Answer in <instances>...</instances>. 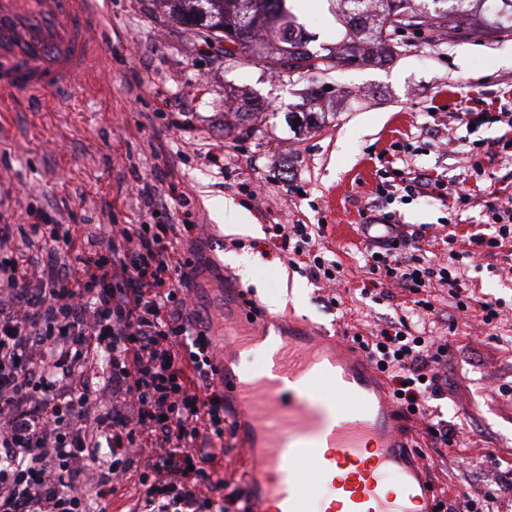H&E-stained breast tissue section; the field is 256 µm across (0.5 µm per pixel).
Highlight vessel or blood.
I'll use <instances>...</instances> for the list:
<instances>
[{"label":"vessel or blood","instance_id":"1","mask_svg":"<svg viewBox=\"0 0 512 512\" xmlns=\"http://www.w3.org/2000/svg\"><path fill=\"white\" fill-rule=\"evenodd\" d=\"M99 22L94 0H0V97L68 90L106 48ZM233 344L217 337L213 366L247 427L251 512H434L426 464L364 354L286 337L245 380L226 360Z\"/></svg>","mask_w":512,"mask_h":512}]
</instances>
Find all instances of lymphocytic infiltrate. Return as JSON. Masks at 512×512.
I'll use <instances>...</instances> for the list:
<instances>
[{
	"mask_svg": "<svg viewBox=\"0 0 512 512\" xmlns=\"http://www.w3.org/2000/svg\"><path fill=\"white\" fill-rule=\"evenodd\" d=\"M489 228L440 264L401 256L405 235L385 225L364 256L373 283L393 282L431 310L446 288L457 310L472 249L512 239V200L491 205ZM186 224H121L103 235L82 224H0V512H108L114 483L134 475L135 512H225L239 499L222 475L225 405L209 326L188 311L200 264L184 249ZM317 224L283 235L304 274L335 280L340 264L316 244ZM74 264L61 262V255ZM387 375L403 415L421 419L432 446L456 432L430 400L448 390L437 367L448 346L407 321L352 336Z\"/></svg>",
	"mask_w": 512,
	"mask_h": 512,
	"instance_id": "1",
	"label": "lymphocytic infiltrate"
}]
</instances>
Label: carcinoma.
Here are the masks:
<instances>
[{"label":"carcinoma","instance_id":"1","mask_svg":"<svg viewBox=\"0 0 512 512\" xmlns=\"http://www.w3.org/2000/svg\"><path fill=\"white\" fill-rule=\"evenodd\" d=\"M454 2L451 8L448 2ZM183 23L203 34L206 41L228 42L224 57L233 60L278 43L271 68L281 73L303 68L326 71L331 64H366L392 57L393 46L404 33L451 36L460 30L458 13L470 0H431L440 8L416 9L415 0H384L386 9L373 12L372 0H346L351 34L335 58L305 48L309 38L290 20L285 0H162Z\"/></svg>","mask_w":512,"mask_h":512}]
</instances>
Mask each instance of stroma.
<instances>
[{
  "label": "stroma",
  "mask_w": 512,
  "mask_h": 512,
  "mask_svg": "<svg viewBox=\"0 0 512 512\" xmlns=\"http://www.w3.org/2000/svg\"><path fill=\"white\" fill-rule=\"evenodd\" d=\"M287 6L311 51L339 50V0ZM97 10L110 47L69 95L0 100V224L33 223L36 209L92 232L174 216L192 225L204 268L193 313L215 331L224 329L225 301L264 316L278 298L279 316L316 332L372 336L406 316L413 296L393 283L392 299L367 294L366 216L390 215L412 247L443 262L449 249H467L490 202L512 199V29L492 30L494 0L464 17L457 38L407 36L388 63L284 75L254 54L227 61L208 51L159 0H97ZM324 84L339 98L318 126L290 127L289 112ZM245 93L265 107L248 126L237 116ZM465 112L491 120L470 128ZM399 169L426 174L430 188L376 208L377 187ZM145 183L165 196L169 215L145 207L135 191ZM230 200L243 233L224 231ZM280 224L322 225L321 242L341 264L337 280L315 284L292 266L291 251L276 243ZM241 254L255 258L246 279L233 262ZM464 280L468 296L497 302L502 317L485 324L477 304L459 314L447 289L431 291L426 321L448 343L440 368L448 392L431 406L455 426L457 444L429 453V477L445 491L443 512L493 491L491 512H512V489L500 490L512 475V261L477 256Z\"/></svg>",
  "instance_id": "obj_1"
}]
</instances>
